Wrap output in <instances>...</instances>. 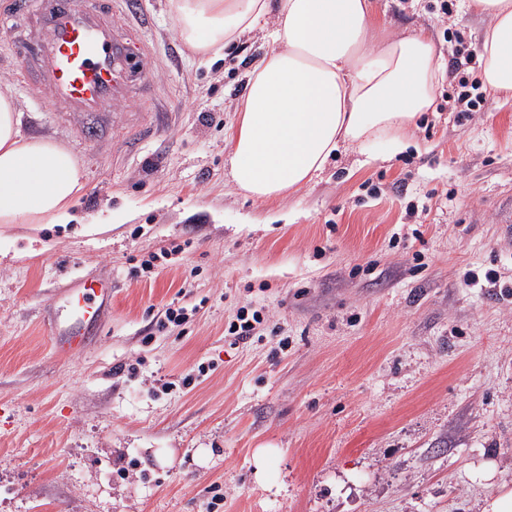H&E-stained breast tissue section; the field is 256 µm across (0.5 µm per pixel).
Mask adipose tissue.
<instances>
[{"label":"adipose tissue","instance_id":"1","mask_svg":"<svg viewBox=\"0 0 512 512\" xmlns=\"http://www.w3.org/2000/svg\"><path fill=\"white\" fill-rule=\"evenodd\" d=\"M177 32L218 51L273 18L268 49L247 74L230 174L246 196L298 191L339 150L383 142L402 152V130L433 103L443 78L430 34L413 29L374 44V0H172ZM486 16L483 82L512 96V0H463ZM17 102L0 87V224H67L85 186L74 153L22 137Z\"/></svg>","mask_w":512,"mask_h":512}]
</instances>
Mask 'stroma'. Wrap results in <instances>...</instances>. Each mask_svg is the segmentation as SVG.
<instances>
[{
	"label": "stroma",
	"mask_w": 512,
	"mask_h": 512,
	"mask_svg": "<svg viewBox=\"0 0 512 512\" xmlns=\"http://www.w3.org/2000/svg\"><path fill=\"white\" fill-rule=\"evenodd\" d=\"M139 2L154 79L90 141L73 137L88 118L25 97L0 25L21 134L85 172L75 222L0 225V512H481L512 489V98L459 117L447 72L405 150L348 149L256 200L226 160L270 21L216 56L178 35L171 0ZM450 4L376 0L378 35L426 27L449 69L488 26ZM92 276L112 309L56 356L43 312ZM172 303L194 316L157 331ZM242 307L264 321L236 344ZM184 250L183 245L177 244V243H170L169 246L163 247L160 249V254H153L150 259L143 260L139 266H134L133 270L130 272L132 277H142L143 274H150L152 272V269L156 266L154 264V261H158L160 259L163 260H169V257L171 255H178L182 253Z\"/></svg>",
	"instance_id": "obj_1"
}]
</instances>
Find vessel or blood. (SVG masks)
<instances>
[{
	"mask_svg": "<svg viewBox=\"0 0 512 512\" xmlns=\"http://www.w3.org/2000/svg\"><path fill=\"white\" fill-rule=\"evenodd\" d=\"M17 0L14 20L21 27L14 46L22 55L19 76L34 99L46 102L58 119L83 113L102 116L128 101L132 64L141 79L152 78L146 47L114 26L137 11L133 0ZM112 303V281L78 278L44 311L43 322L55 352L88 347Z\"/></svg>",
	"mask_w": 512,
	"mask_h": 512,
	"instance_id": "vessel-or-blood-1",
	"label": "vessel or blood"
}]
</instances>
